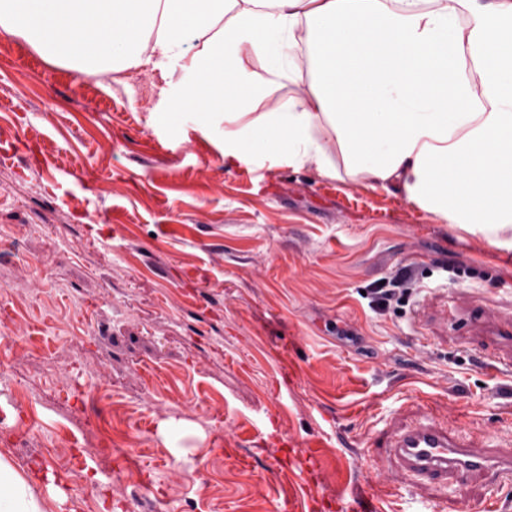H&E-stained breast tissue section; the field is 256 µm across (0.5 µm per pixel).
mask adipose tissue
<instances>
[{"label":"adipose tissue","instance_id":"obj_1","mask_svg":"<svg viewBox=\"0 0 512 512\" xmlns=\"http://www.w3.org/2000/svg\"><path fill=\"white\" fill-rule=\"evenodd\" d=\"M0 31L80 73L178 60L169 109L223 128L225 164L400 193L512 248V0H0ZM0 512H43L1 457Z\"/></svg>","mask_w":512,"mask_h":512}]
</instances>
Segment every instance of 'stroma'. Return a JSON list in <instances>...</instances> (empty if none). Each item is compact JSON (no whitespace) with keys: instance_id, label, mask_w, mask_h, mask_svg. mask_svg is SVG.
Instances as JSON below:
<instances>
[{"instance_id":"35a3bbf8","label":"stroma","mask_w":512,"mask_h":512,"mask_svg":"<svg viewBox=\"0 0 512 512\" xmlns=\"http://www.w3.org/2000/svg\"><path fill=\"white\" fill-rule=\"evenodd\" d=\"M176 62L115 81L0 33V456L45 512H284L273 459L337 450L321 512H465L478 484L406 473L376 437L431 418L512 451V363L474 337L512 317V251L400 194L225 166ZM171 224L180 236L164 235ZM411 267L408 301L362 293ZM68 439L71 453L59 450Z\"/></svg>"}]
</instances>
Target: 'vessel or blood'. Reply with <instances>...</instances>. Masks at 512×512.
Masks as SVG:
<instances>
[{
    "instance_id": "b4317fda",
    "label": "vessel or blood",
    "mask_w": 512,
    "mask_h": 512,
    "mask_svg": "<svg viewBox=\"0 0 512 512\" xmlns=\"http://www.w3.org/2000/svg\"><path fill=\"white\" fill-rule=\"evenodd\" d=\"M486 339L512 350V320L495 319L485 325ZM389 446L404 471L432 479L481 483L484 495L474 512H504L499 497L502 482L512 478V453L498 454L449 437L435 421H421L400 429Z\"/></svg>"
}]
</instances>
